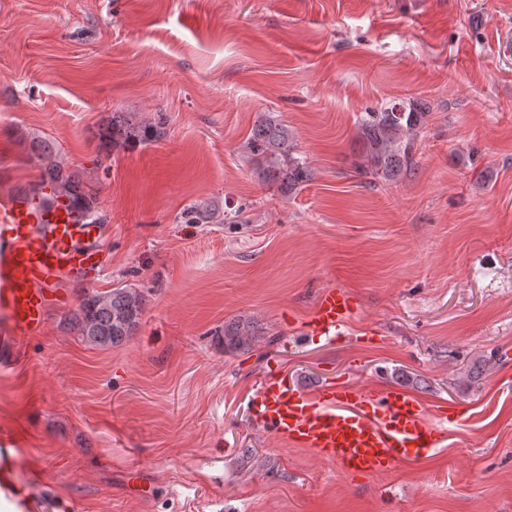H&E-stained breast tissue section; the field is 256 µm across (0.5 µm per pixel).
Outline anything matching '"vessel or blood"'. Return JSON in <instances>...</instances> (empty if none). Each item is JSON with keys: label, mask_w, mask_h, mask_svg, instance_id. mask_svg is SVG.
<instances>
[{"label": "vessel or blood", "mask_w": 512, "mask_h": 512, "mask_svg": "<svg viewBox=\"0 0 512 512\" xmlns=\"http://www.w3.org/2000/svg\"><path fill=\"white\" fill-rule=\"evenodd\" d=\"M104 227L81 211L38 193H0V344L33 336L45 326L50 305L61 303V283H88L107 266ZM358 311L343 288L319 293L301 323V335L333 341L344 337ZM444 416L429 418L424 404L394 384L361 387L326 381L308 392L276 372L262 378L251 414L253 427L310 451L354 477H369L421 461L439 446Z\"/></svg>", "instance_id": "b4317fda"}]
</instances>
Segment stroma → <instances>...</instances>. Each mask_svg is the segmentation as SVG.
Returning <instances> with one entry per match:
<instances>
[{
	"label": "stroma",
	"instance_id": "1",
	"mask_svg": "<svg viewBox=\"0 0 512 512\" xmlns=\"http://www.w3.org/2000/svg\"><path fill=\"white\" fill-rule=\"evenodd\" d=\"M512 0H0V189L34 186L35 143L80 175L109 267L0 365V437L45 512H512ZM429 102L418 168L357 169L361 112ZM167 118L111 147L113 113ZM287 125L313 177L282 192L245 142ZM244 224H183L190 205ZM360 307L345 339L303 338L328 287ZM131 287L133 336L93 347L65 326L84 291ZM246 317L264 334L229 353ZM382 333L360 346L363 327ZM396 384L464 408L428 459L347 476L250 425L268 367ZM260 338L261 334L250 319L238 318L233 322L224 324L225 351H248L260 342Z\"/></svg>",
	"mask_w": 512,
	"mask_h": 512
}]
</instances>
